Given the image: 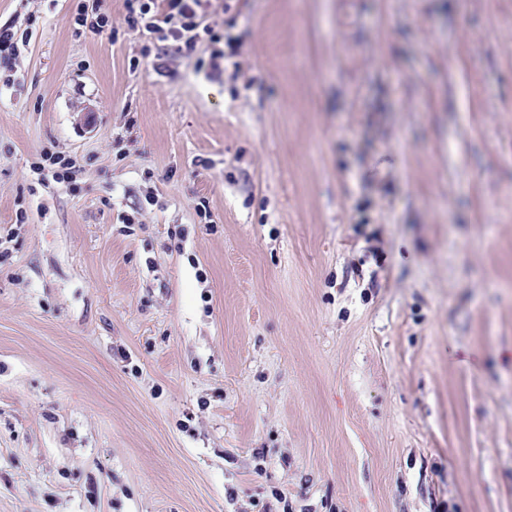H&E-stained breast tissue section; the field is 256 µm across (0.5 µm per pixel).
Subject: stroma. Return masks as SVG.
Here are the masks:
<instances>
[{
	"mask_svg": "<svg viewBox=\"0 0 512 512\" xmlns=\"http://www.w3.org/2000/svg\"><path fill=\"white\" fill-rule=\"evenodd\" d=\"M223 2L0 0V512H512V0ZM74 23L80 27H88L89 31L99 33L103 31V28L108 24V16L105 12H101L103 9V0H75ZM89 2H92L91 5ZM90 8V11H89ZM91 16L90 23L88 24V18ZM75 28V35H82L85 31L82 28ZM209 0H123L124 20L129 27L168 42L165 53L192 55L203 42L220 43L216 23L211 21ZM20 28L14 21L0 23V81L3 78V86L13 84V76L16 73L17 60L21 53V47L29 44L32 31L26 27L20 34ZM32 172L39 177L47 170L51 173L52 178L58 183H66L68 187L75 186L80 168L76 161L70 156L60 155L58 153L43 152L40 154V160L34 162ZM74 189V188H72Z\"/></svg>",
	"mask_w": 512,
	"mask_h": 512,
	"instance_id": "1",
	"label": "stroma"
}]
</instances>
